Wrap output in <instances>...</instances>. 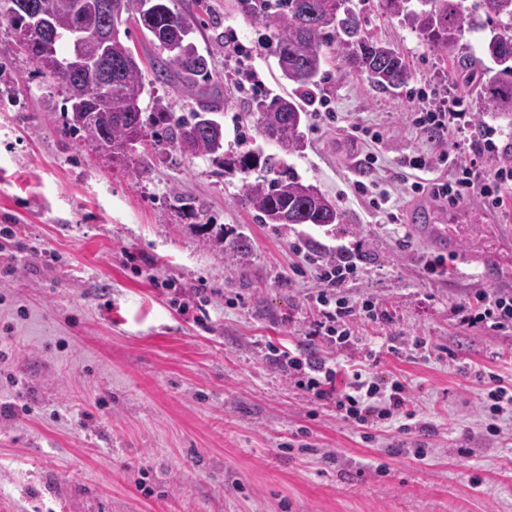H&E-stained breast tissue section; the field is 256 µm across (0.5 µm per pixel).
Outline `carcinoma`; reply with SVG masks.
Wrapping results in <instances>:
<instances>
[{
    "label": "carcinoma",
    "mask_w": 512,
    "mask_h": 512,
    "mask_svg": "<svg viewBox=\"0 0 512 512\" xmlns=\"http://www.w3.org/2000/svg\"><path fill=\"white\" fill-rule=\"evenodd\" d=\"M48 25L62 33L72 26L88 38L102 34L105 17L94 9L79 14L74 0H50ZM169 0H125L124 13L137 19V27L152 36V42L168 53V58L152 64L155 81L167 82L177 77L188 85H203L212 78L206 58L191 40L193 24L181 12L168 5ZM428 8L412 9L408 0H382L384 13L399 17L437 53L463 63L460 41L471 28L476 16L466 14L458 0H427ZM486 19L502 22L503 31L488 42L486 53L501 70L482 84L478 112L512 117V0H481ZM237 10L268 30L274 55L283 78L296 85L289 98L256 97L255 111L250 113L263 139L281 152L299 153L305 146L302 125L327 74L325 66L330 50L344 55L353 71L366 76L381 90L399 89L411 79V70L399 51L366 34L369 19L351 6V0H236ZM129 30L112 33V45L106 55L112 58V96L93 95V73L81 64L67 77L48 69L40 61L36 45L22 47L43 74L65 85L68 102H84L94 114L83 123L76 116L66 118L65 131L78 134L97 150L119 160L126 157L123 145L134 133L150 141L153 150L164 153L175 149L189 157L224 156V143L218 133L206 125L205 118L218 112L215 104H205L189 117L177 116L161 103L148 114L139 106L144 91V69L125 38ZM224 166L242 175L245 196L262 224H312L326 226L341 220L336 205L319 190L304 183L276 154L263 155L249 149ZM266 175L250 182L255 169ZM172 206L183 215L198 218L202 208L179 193H172ZM206 244L224 250L232 261L239 262L248 253L246 240L239 236L224 238V232L204 237Z\"/></svg>",
    "instance_id": "obj_1"
}]
</instances>
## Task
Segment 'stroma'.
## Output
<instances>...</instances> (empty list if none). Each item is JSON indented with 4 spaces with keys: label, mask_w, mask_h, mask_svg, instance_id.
Returning a JSON list of instances; mask_svg holds the SVG:
<instances>
[{
    "label": "stroma",
    "mask_w": 512,
    "mask_h": 512,
    "mask_svg": "<svg viewBox=\"0 0 512 512\" xmlns=\"http://www.w3.org/2000/svg\"><path fill=\"white\" fill-rule=\"evenodd\" d=\"M220 103L224 150L275 146L257 134L228 33L254 47L267 96H289L259 26L235 0H173ZM374 35L405 56L406 87L384 92L339 58L311 113L306 147L285 162L342 214L326 227L260 224L240 177L206 157L137 145L112 161L64 131V88L37 71L0 16V512H512V415L485 430L493 378L512 384V330L462 323L458 307L512 292V198L451 204L412 195L406 159L439 156L448 137L413 126L423 106L473 98L490 76V27L466 31L472 70L442 61L417 32L353 0ZM169 111H196V89L150 84ZM361 123L378 133L360 165ZM149 170H142L141 162ZM391 194L372 208L354 181ZM246 238L244 262L206 246L170 204ZM349 248L359 273L343 293L391 320H349L344 349L314 337L322 284L304 257ZM444 254L438 274L427 257ZM315 353L404 383L420 419L344 420L296 385L274 350Z\"/></svg>",
    "instance_id": "1"
}]
</instances>
